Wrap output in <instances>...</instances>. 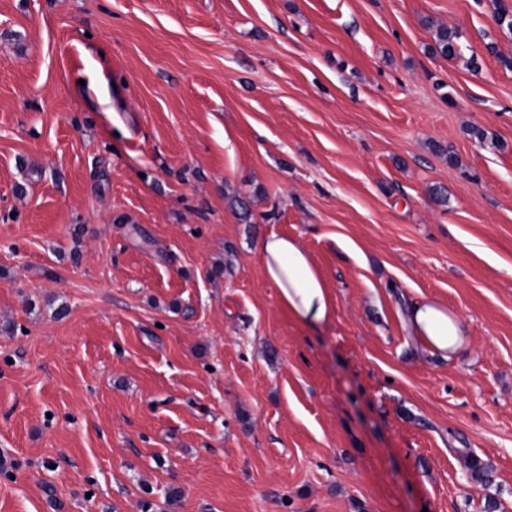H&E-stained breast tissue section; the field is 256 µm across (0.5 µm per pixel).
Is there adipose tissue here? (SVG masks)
<instances>
[{
    "label": "adipose tissue",
    "instance_id": "1",
    "mask_svg": "<svg viewBox=\"0 0 512 512\" xmlns=\"http://www.w3.org/2000/svg\"><path fill=\"white\" fill-rule=\"evenodd\" d=\"M257 253L266 280L276 288L281 304L289 312L310 328L329 320L334 309L333 295L300 240L271 233L260 239ZM405 324L427 355L449 360L467 347L463 318L438 300L413 301Z\"/></svg>",
    "mask_w": 512,
    "mask_h": 512
}]
</instances>
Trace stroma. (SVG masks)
Masks as SVG:
<instances>
[{
	"mask_svg": "<svg viewBox=\"0 0 512 512\" xmlns=\"http://www.w3.org/2000/svg\"><path fill=\"white\" fill-rule=\"evenodd\" d=\"M505 56L493 0H0V512H512ZM459 38L457 31L439 26L434 33L435 51L444 58H453L457 55L456 43ZM257 253L266 280L277 289L289 312L309 328L329 320L333 295L300 240L271 233L260 239ZM405 324L419 349L429 356L455 359L467 348L463 318L438 300L413 301L406 311Z\"/></svg>",
	"mask_w": 512,
	"mask_h": 512,
	"instance_id": "obj_1",
	"label": "stroma"
}]
</instances>
